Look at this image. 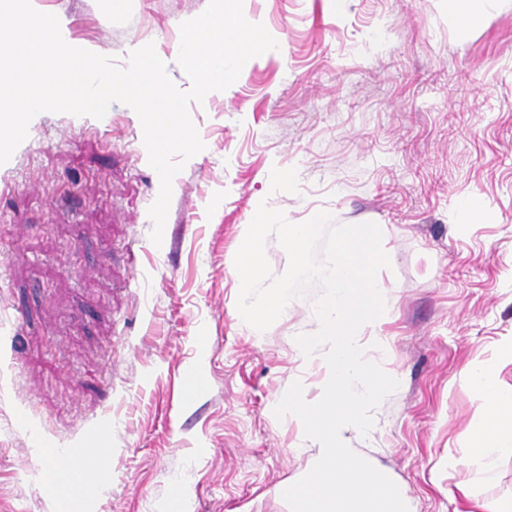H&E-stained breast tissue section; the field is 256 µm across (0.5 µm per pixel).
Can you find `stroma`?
Segmentation results:
<instances>
[{
  "instance_id": "stroma-1",
  "label": "stroma",
  "mask_w": 512,
  "mask_h": 512,
  "mask_svg": "<svg viewBox=\"0 0 512 512\" xmlns=\"http://www.w3.org/2000/svg\"><path fill=\"white\" fill-rule=\"evenodd\" d=\"M44 4L117 64L154 44L190 89L174 47L208 0ZM477 10L462 38L445 0H243L279 47L190 103L205 148L172 181L158 245L136 112L32 119L0 164V357L16 372L0 378V512H56L40 449L101 441L112 482L85 512H290L279 488L307 467L304 428L274 410L296 381L317 400L325 370L295 341L311 299L261 336L237 311L234 259L263 202L383 231L389 312L367 358L400 386L357 453L412 512L512 500V455L490 481L448 466L481 419L468 368L512 387V0Z\"/></svg>"
}]
</instances>
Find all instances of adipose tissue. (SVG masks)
Instances as JSON below:
<instances>
[{
    "label": "adipose tissue",
    "instance_id": "1",
    "mask_svg": "<svg viewBox=\"0 0 512 512\" xmlns=\"http://www.w3.org/2000/svg\"><path fill=\"white\" fill-rule=\"evenodd\" d=\"M469 384L485 407L482 427L471 437L460 456L449 457V467H463L484 480H492L498 461L512 454V390L503 391L495 383L488 366H472ZM42 455L47 468L43 492L60 506V512H81V501L68 490L80 482L86 495L105 489L112 481L111 450L99 446L92 454L77 455L67 448H46Z\"/></svg>",
    "mask_w": 512,
    "mask_h": 512
}]
</instances>
